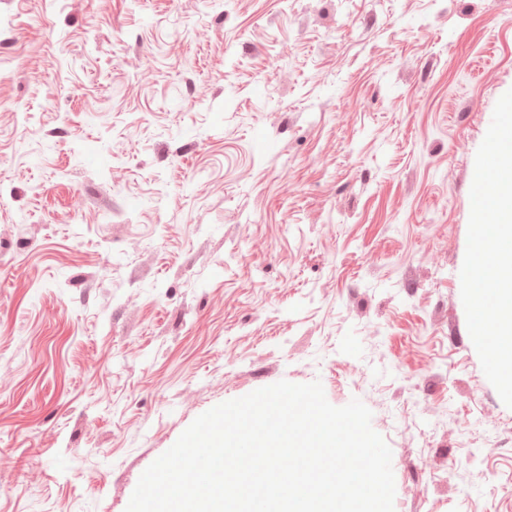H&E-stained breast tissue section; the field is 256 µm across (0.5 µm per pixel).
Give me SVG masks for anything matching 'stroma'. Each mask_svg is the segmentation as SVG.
Returning a JSON list of instances; mask_svg holds the SVG:
<instances>
[{
    "label": "stroma",
    "mask_w": 512,
    "mask_h": 512,
    "mask_svg": "<svg viewBox=\"0 0 512 512\" xmlns=\"http://www.w3.org/2000/svg\"><path fill=\"white\" fill-rule=\"evenodd\" d=\"M511 89L512 0H0V512H125L281 380L370 409L394 512H512L460 278Z\"/></svg>",
    "instance_id": "35a3bbf8"
}]
</instances>
